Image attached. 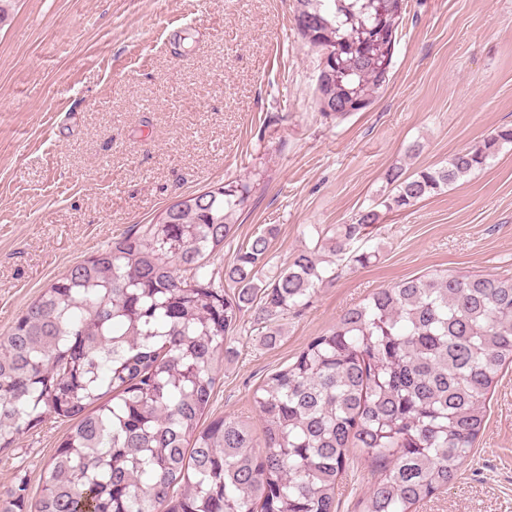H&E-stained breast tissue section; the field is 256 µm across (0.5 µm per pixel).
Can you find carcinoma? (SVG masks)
<instances>
[{
	"label": "carcinoma",
	"mask_w": 512,
	"mask_h": 512,
	"mask_svg": "<svg viewBox=\"0 0 512 512\" xmlns=\"http://www.w3.org/2000/svg\"><path fill=\"white\" fill-rule=\"evenodd\" d=\"M407 0H293L298 33L337 57L319 72L322 113L342 118L384 89ZM512 126L411 175L395 163L388 193L287 266L271 265L268 228L224 248L251 197L247 180L167 205L149 224L70 267L0 337V451L53 417L68 423L35 501L21 482L4 512H336L349 450L375 464L357 512H416L461 474L486 401L512 365V275L433 272L379 288L312 337L254 393L263 447L249 423L203 424L224 340L251 306L263 341L275 319L336 279L328 252L488 165ZM235 288L231 294L224 283Z\"/></svg>",
	"instance_id": "carcinoma-1"
}]
</instances>
